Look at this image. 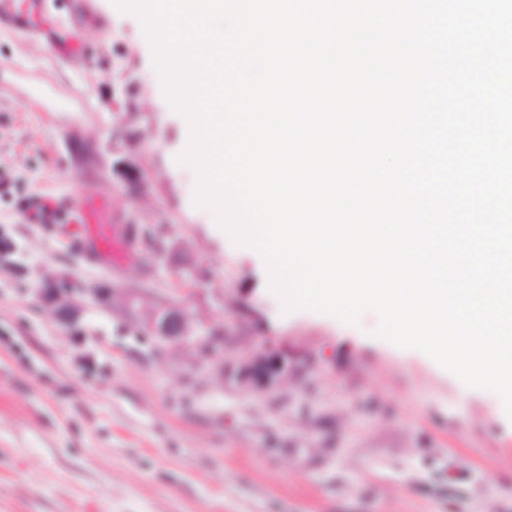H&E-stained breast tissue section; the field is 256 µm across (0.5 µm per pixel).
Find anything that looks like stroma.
Segmentation results:
<instances>
[{
    "label": "stroma",
    "mask_w": 512,
    "mask_h": 512,
    "mask_svg": "<svg viewBox=\"0 0 512 512\" xmlns=\"http://www.w3.org/2000/svg\"><path fill=\"white\" fill-rule=\"evenodd\" d=\"M88 3L106 25L71 29L67 56L0 31V174L55 203L111 204L157 237L87 268L63 230L0 199L18 242L0 259V512H512L501 398L375 337L372 318L283 313L260 253L194 204L187 128L138 19ZM56 278L73 322L37 295ZM131 293L210 331L208 357L143 335ZM269 352L287 377L237 380Z\"/></svg>",
    "instance_id": "1"
}]
</instances>
